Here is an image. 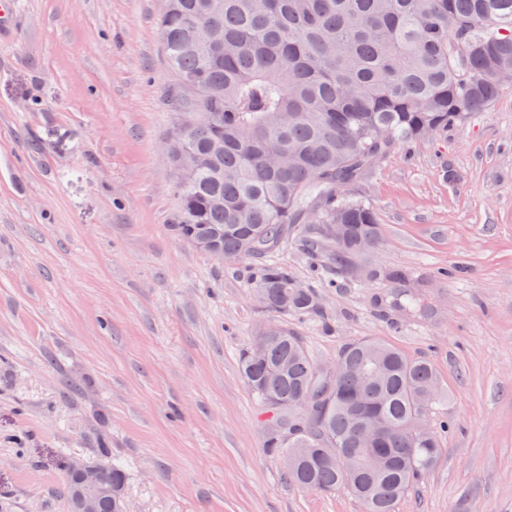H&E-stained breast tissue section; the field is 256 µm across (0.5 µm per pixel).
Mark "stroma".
<instances>
[{"mask_svg": "<svg viewBox=\"0 0 512 512\" xmlns=\"http://www.w3.org/2000/svg\"><path fill=\"white\" fill-rule=\"evenodd\" d=\"M0 38V512H69L74 460L119 465L130 512H364L267 452L238 360L265 325L329 370L379 338L431 361L454 425L395 512H512V85L395 148L347 190L382 229L331 268L290 232L275 258L317 317L254 298L261 259L171 232L181 114L160 0H17ZM414 289L409 316L387 299Z\"/></svg>", "mask_w": 512, "mask_h": 512, "instance_id": "1", "label": "stroma"}]
</instances>
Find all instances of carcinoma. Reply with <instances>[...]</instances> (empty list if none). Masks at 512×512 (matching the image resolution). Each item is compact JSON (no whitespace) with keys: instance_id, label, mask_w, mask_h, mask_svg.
I'll list each match as a JSON object with an SVG mask.
<instances>
[{"instance_id":"1","label":"carcinoma","mask_w":512,"mask_h":512,"mask_svg":"<svg viewBox=\"0 0 512 512\" xmlns=\"http://www.w3.org/2000/svg\"><path fill=\"white\" fill-rule=\"evenodd\" d=\"M176 108L199 114L187 141L203 157L181 178L172 230L214 237L224 258L264 257L266 308L316 317L308 288L274 260L288 228L316 213L322 236L345 224L336 263L378 243L373 210L346 197L372 164L401 145L485 108L512 82V0H168L158 21ZM262 359L240 355L242 377L280 431L298 488L345 487L365 512L397 502L435 464L448 432L420 434L440 400L434 367L379 340L350 343L336 373L320 372L302 341L272 327ZM388 431L368 449L362 419ZM105 483L124 488L118 465Z\"/></svg>"}]
</instances>
